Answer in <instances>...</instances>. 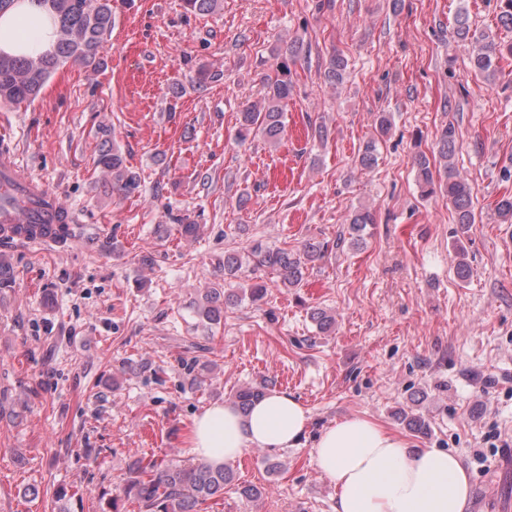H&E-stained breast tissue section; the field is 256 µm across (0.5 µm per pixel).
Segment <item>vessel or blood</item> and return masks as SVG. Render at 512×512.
I'll return each mask as SVG.
<instances>
[{
  "label": "vessel or blood",
  "mask_w": 512,
  "mask_h": 512,
  "mask_svg": "<svg viewBox=\"0 0 512 512\" xmlns=\"http://www.w3.org/2000/svg\"><path fill=\"white\" fill-rule=\"evenodd\" d=\"M75 221L74 213L57 195L18 162L9 141L0 142V241H48L52 238V225ZM25 224L42 225L43 231L29 237L21 230Z\"/></svg>",
  "instance_id": "b4317fda"
}]
</instances>
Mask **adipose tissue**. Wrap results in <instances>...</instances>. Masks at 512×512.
<instances>
[{"label": "adipose tissue", "mask_w": 512, "mask_h": 512, "mask_svg": "<svg viewBox=\"0 0 512 512\" xmlns=\"http://www.w3.org/2000/svg\"><path fill=\"white\" fill-rule=\"evenodd\" d=\"M56 26L37 0H13L0 11V51L36 55L52 50ZM308 411L286 391L268 393L249 413L214 404L193 421L191 451L216 465L252 448H295ZM315 463L336 492L335 512H466L471 481L461 458L443 448L410 449L367 417L332 422L315 446Z\"/></svg>", "instance_id": "1"}]
</instances>
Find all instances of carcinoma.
Segmentation results:
<instances>
[{"instance_id": "obj_1", "label": "carcinoma", "mask_w": 512, "mask_h": 512, "mask_svg": "<svg viewBox=\"0 0 512 512\" xmlns=\"http://www.w3.org/2000/svg\"><path fill=\"white\" fill-rule=\"evenodd\" d=\"M57 20V40L52 51L38 56H11L0 53V105L16 106L32 104L42 93L48 81L69 63L85 67L100 64V53L112 26L116 12L112 0H37ZM190 12L207 16L221 7V0H184ZM456 35L472 46L470 63L475 74L492 85L501 74L499 63L512 58V41H502L488 32L472 33L468 10L461 8L455 16ZM310 47L298 41L289 42L280 53L281 61L273 75L264 78L266 92L263 103L249 105L240 116L239 137L245 141L261 136L272 144L281 139L285 131V114L288 98L293 91L290 78L291 66L305 59ZM345 57L332 55L325 75L333 83L344 81ZM391 127V117L380 112L375 119L378 137L367 141L358 154V164L369 170L378 163L379 138ZM459 132L452 122L444 125L436 135L437 157L418 152L412 164L421 195L430 196L440 192L448 197L454 211L455 223L466 227L477 223L473 189L460 178L454 159L457 152ZM97 164L111 175V190L130 198L140 192V176L132 171L123 156L108 138L98 145ZM497 220L501 224H512V195L504 194L495 203ZM375 223V215L367 207L355 208L349 216L350 244H363L364 232ZM328 245L321 242H306L294 251L286 247H270L253 244L247 251L248 262L256 267H265L278 274L282 284L288 288L301 285L307 264L319 259ZM243 261L238 252H224V277L232 278L241 271ZM265 289L253 287L241 289V293L222 286L207 288L198 310L211 324L217 325L227 309L235 306L247 296L253 302L262 300ZM262 383L237 390L233 405L242 412L267 392ZM131 477L119 492L110 496L108 505L118 512L119 501L133 500L140 512H210L214 505L224 499V488L236 481L233 470L225 465L214 466L205 460L195 463H147L136 460L130 471Z\"/></svg>"}]
</instances>
